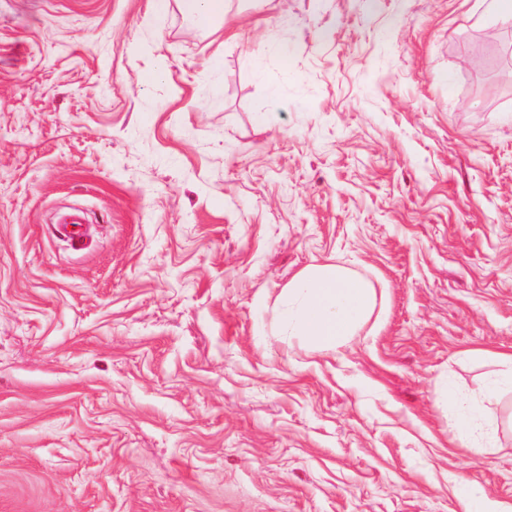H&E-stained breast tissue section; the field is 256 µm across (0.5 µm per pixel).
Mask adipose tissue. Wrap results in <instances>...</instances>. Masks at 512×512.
Wrapping results in <instances>:
<instances>
[{
    "instance_id": "ef3b65f1",
    "label": "adipose tissue",
    "mask_w": 512,
    "mask_h": 512,
    "mask_svg": "<svg viewBox=\"0 0 512 512\" xmlns=\"http://www.w3.org/2000/svg\"><path fill=\"white\" fill-rule=\"evenodd\" d=\"M377 306L366 277L337 263L313 265L288 286L279 333L314 349H336L365 325Z\"/></svg>"
}]
</instances>
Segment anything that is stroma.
I'll use <instances>...</instances> for the list:
<instances>
[{
  "mask_svg": "<svg viewBox=\"0 0 512 512\" xmlns=\"http://www.w3.org/2000/svg\"><path fill=\"white\" fill-rule=\"evenodd\" d=\"M476 0H0V512H463L512 428V19ZM88 235L64 239L62 217ZM338 263L384 311L277 340ZM223 0H180L181 11L198 25L206 26L224 13ZM496 356L500 363L506 366L507 370L503 371L486 387L485 397L488 400L495 399L502 392L508 390L512 392V354H498ZM448 412L457 417L456 433L454 439L461 437H487L491 438L495 432V422L474 413V406L459 401L457 398L447 396Z\"/></svg>",
  "mask_w": 512,
  "mask_h": 512,
  "instance_id": "35a3bbf8",
  "label": "stroma"
}]
</instances>
